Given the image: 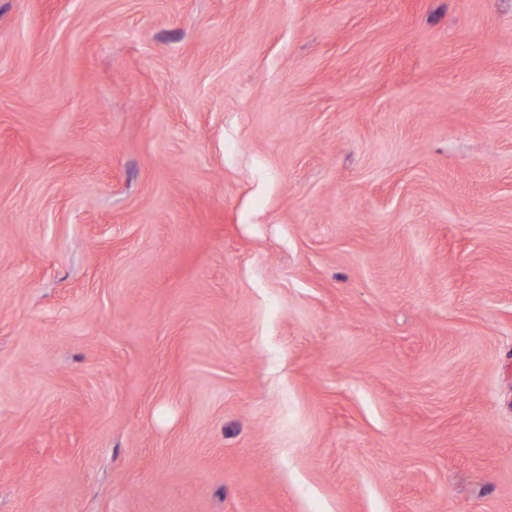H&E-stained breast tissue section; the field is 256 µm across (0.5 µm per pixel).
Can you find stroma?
I'll return each instance as SVG.
<instances>
[{
    "instance_id": "stroma-1",
    "label": "stroma",
    "mask_w": 512,
    "mask_h": 512,
    "mask_svg": "<svg viewBox=\"0 0 512 512\" xmlns=\"http://www.w3.org/2000/svg\"><path fill=\"white\" fill-rule=\"evenodd\" d=\"M0 512H512V0H0Z\"/></svg>"
}]
</instances>
